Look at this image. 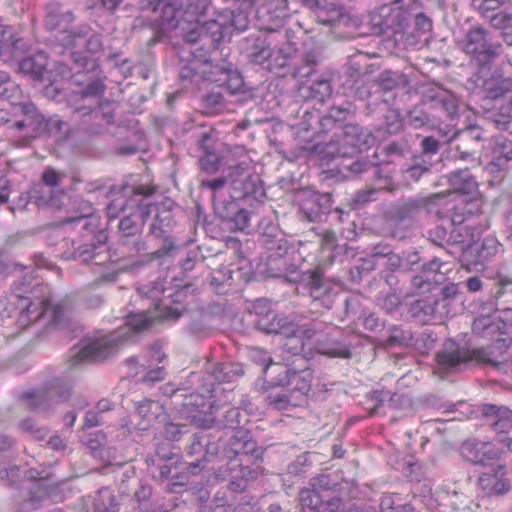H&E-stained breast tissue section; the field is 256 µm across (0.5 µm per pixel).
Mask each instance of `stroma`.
I'll return each mask as SVG.
<instances>
[{
  "label": "stroma",
  "mask_w": 512,
  "mask_h": 512,
  "mask_svg": "<svg viewBox=\"0 0 512 512\" xmlns=\"http://www.w3.org/2000/svg\"><path fill=\"white\" fill-rule=\"evenodd\" d=\"M21 359L30 363L37 375L49 371L64 373L71 365L63 356H48L35 330L19 331L0 339V413L17 383L13 365ZM400 380L412 384L420 394L458 393L474 407L488 398L504 402L512 399V393L488 369H476L458 383L439 379L419 370L413 362L395 360L369 347L352 360L347 376L324 407L302 420L272 427L279 456L292 461L306 453L320 462L329 448L341 444L350 450L344 467L351 476L365 481L380 476L385 454L413 448L430 459L435 487L443 493L448 512H476V496L458 461L431 458L448 435L438 414L406 410L393 417L372 410L368 395L374 385L391 386Z\"/></svg>",
  "instance_id": "stroma-1"
}]
</instances>
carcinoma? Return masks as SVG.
Listing matches in <instances>:
<instances>
[{
    "instance_id": "1",
    "label": "carcinoma",
    "mask_w": 512,
    "mask_h": 512,
    "mask_svg": "<svg viewBox=\"0 0 512 512\" xmlns=\"http://www.w3.org/2000/svg\"><path fill=\"white\" fill-rule=\"evenodd\" d=\"M145 31L179 112H146ZM103 157L134 170L78 174ZM2 214L24 248L0 249V335L39 323L98 382L17 365L12 512H444L414 449L383 489L336 464L342 444L276 466L269 427L327 402L326 369L367 344L512 383V0H0ZM370 401L469 423L442 454L512 512V403L401 383Z\"/></svg>"
}]
</instances>
